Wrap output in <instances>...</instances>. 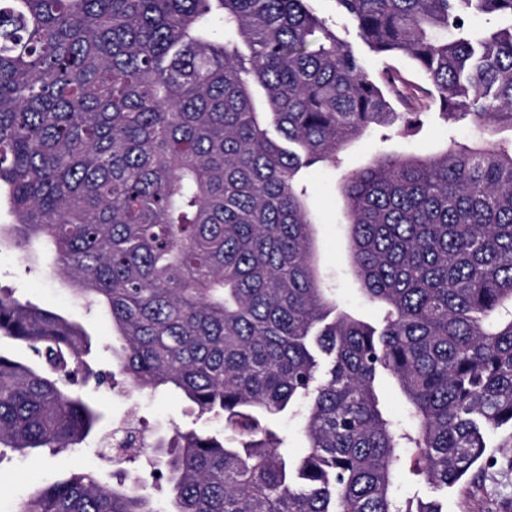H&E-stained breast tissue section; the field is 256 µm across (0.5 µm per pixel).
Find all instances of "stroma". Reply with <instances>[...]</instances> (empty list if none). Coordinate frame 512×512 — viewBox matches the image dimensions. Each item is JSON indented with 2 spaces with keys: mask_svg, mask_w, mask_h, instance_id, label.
Wrapping results in <instances>:
<instances>
[{
  "mask_svg": "<svg viewBox=\"0 0 512 512\" xmlns=\"http://www.w3.org/2000/svg\"><path fill=\"white\" fill-rule=\"evenodd\" d=\"M308 6L319 17L325 18L338 36L354 48L368 71L382 68V60L369 50L357 29L337 13L335 0H308ZM451 133L462 142L474 136L470 128L446 121L435 113L428 117L422 131L412 141L383 143L369 133L345 147L341 170L317 165L303 171L302 183L307 188V201L317 217L316 242L320 262L336 288V300L343 310L366 320L376 314L375 305L364 299L351 270L343 224L342 171L365 166L379 152L406 150L423 156L437 152ZM0 287L12 289L22 300L81 321L97 344L96 369L112 370V356L108 350L112 338L110 321L99 312L84 308L60 280L43 271L28 270L21 248L9 244L0 246ZM90 397L103 414L100 429L104 432L111 428L113 421L128 412L139 418L144 434L152 439L176 425L189 427L197 424L209 431L224 428L220 419H196L189 406L173 393H129L105 385L92 391ZM487 457L481 484L458 485L445 492L425 484H415L411 490L423 498L440 499L444 512H512V430L503 428L489 433ZM86 468L99 469L105 475L111 465L90 449L67 450L55 456L34 454L26 458L7 454L0 459V512H14L15 503L28 483L50 482Z\"/></svg>",
  "mask_w": 512,
  "mask_h": 512,
  "instance_id": "obj_1",
  "label": "stroma"
}]
</instances>
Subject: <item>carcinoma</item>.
Segmentation results:
<instances>
[{
    "label": "carcinoma",
    "instance_id": "1",
    "mask_svg": "<svg viewBox=\"0 0 512 512\" xmlns=\"http://www.w3.org/2000/svg\"><path fill=\"white\" fill-rule=\"evenodd\" d=\"M307 0H0V244L40 240L52 275L112 320L133 390L171 389L232 441L173 428L112 477L34 483L15 512H443L402 479L481 481L512 429V0H336L370 73ZM220 10L223 37L214 33ZM498 19L476 28L468 16ZM480 137L382 152L341 182L353 274L339 309L302 170L434 107ZM0 449L55 455L101 415L72 388L84 326L0 290ZM394 380L410 422L385 408ZM300 423L288 456L269 419Z\"/></svg>",
    "mask_w": 512,
    "mask_h": 512
}]
</instances>
